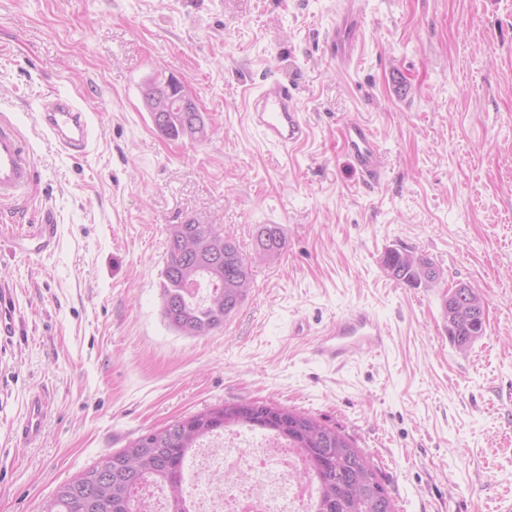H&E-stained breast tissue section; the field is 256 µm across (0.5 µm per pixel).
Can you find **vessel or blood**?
I'll return each instance as SVG.
<instances>
[{
    "mask_svg": "<svg viewBox=\"0 0 512 512\" xmlns=\"http://www.w3.org/2000/svg\"><path fill=\"white\" fill-rule=\"evenodd\" d=\"M361 0H345L339 18L325 34L331 57L342 66H349L361 50ZM254 127L269 145L281 149L303 142L308 126L299 109L293 86L273 79L260 86L248 101ZM42 128L65 151L86 154L92 144L90 116L79 103L69 97L57 96L40 104ZM340 133L345 156L361 175L365 184L379 185L384 177L382 152L370 126L351 117L343 121ZM36 177L31 152L16 128L0 124V202L24 195ZM56 226L51 216L33 225L21 241L33 242L34 253L47 251L55 242ZM386 337L376 314L366 308H352L338 316L321 334L313 353L321 361L344 364L350 357L376 347L385 348ZM47 401L44 395H33L20 428L21 440H37L44 426Z\"/></svg>",
    "mask_w": 512,
    "mask_h": 512,
    "instance_id": "obj_1",
    "label": "vessel or blood"
}]
</instances>
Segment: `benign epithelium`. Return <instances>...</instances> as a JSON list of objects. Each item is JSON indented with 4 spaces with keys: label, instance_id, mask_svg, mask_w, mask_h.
I'll list each match as a JSON object with an SVG mask.
<instances>
[{
    "label": "benign epithelium",
    "instance_id": "7a95c632",
    "mask_svg": "<svg viewBox=\"0 0 512 512\" xmlns=\"http://www.w3.org/2000/svg\"><path fill=\"white\" fill-rule=\"evenodd\" d=\"M143 101L155 128L183 127L184 137L200 141L207 135V122L194 96L179 81L171 78L147 83Z\"/></svg>",
    "mask_w": 512,
    "mask_h": 512
}]
</instances>
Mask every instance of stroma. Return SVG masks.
Returning <instances> with one entry per match:
<instances>
[{
	"instance_id": "35a3bbf8",
	"label": "stroma",
	"mask_w": 512,
	"mask_h": 512,
	"mask_svg": "<svg viewBox=\"0 0 512 512\" xmlns=\"http://www.w3.org/2000/svg\"><path fill=\"white\" fill-rule=\"evenodd\" d=\"M364 48L336 66L324 35L339 0H0V121L29 143L37 179L0 203V512L41 501L143 431L224 402H266L349 434L397 512H494L512 491V0H363ZM176 77L208 118L204 140H169L142 89ZM292 83L310 127L282 154L246 102ZM89 112L73 156L36 111L54 96ZM367 121L384 180L366 189L339 125ZM51 213L52 250L16 234ZM217 225L253 286L222 327L185 336L161 314L167 229ZM286 247L259 257L264 225ZM407 250L436 284L387 276ZM466 283L485 332L448 335L443 300ZM389 336L345 364L312 348L348 309ZM48 397L41 437L16 430Z\"/></svg>"
}]
</instances>
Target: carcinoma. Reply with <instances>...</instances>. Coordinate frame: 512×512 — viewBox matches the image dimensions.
I'll use <instances>...</instances> for the list:
<instances>
[{"mask_svg": "<svg viewBox=\"0 0 512 512\" xmlns=\"http://www.w3.org/2000/svg\"><path fill=\"white\" fill-rule=\"evenodd\" d=\"M169 255L161 272L162 316L169 327L187 336H202L224 325V319L251 288V266L237 245L214 224H172ZM259 255L277 262L285 246L282 229L265 225L259 235ZM409 252L391 251L384 266L389 276L411 285L422 283L418 265L427 267L430 282L439 279L436 265L420 264ZM220 286L223 295L186 300L178 295L182 280ZM453 343L469 348L484 333L482 316L448 326ZM230 427L267 430L300 449L317 482L315 512H396L380 483L375 466L354 441L339 429L297 410L268 403H224L148 430L126 448L101 455L81 474L60 485L41 504L40 512H136L131 491L146 483L165 486L168 512H192L183 487L188 454L200 442Z\"/></svg>", "mask_w": 512, "mask_h": 512, "instance_id": "obj_1", "label": "carcinoma"}]
</instances>
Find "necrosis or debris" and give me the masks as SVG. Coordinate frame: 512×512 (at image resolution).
Returning <instances> with one entry per match:
<instances>
[{"label": "necrosis or debris", "instance_id": "obj_1", "mask_svg": "<svg viewBox=\"0 0 512 512\" xmlns=\"http://www.w3.org/2000/svg\"><path fill=\"white\" fill-rule=\"evenodd\" d=\"M239 430L193 449V512H312L315 481L298 480L306 462L286 441L269 438L243 452Z\"/></svg>", "mask_w": 512, "mask_h": 512}]
</instances>
